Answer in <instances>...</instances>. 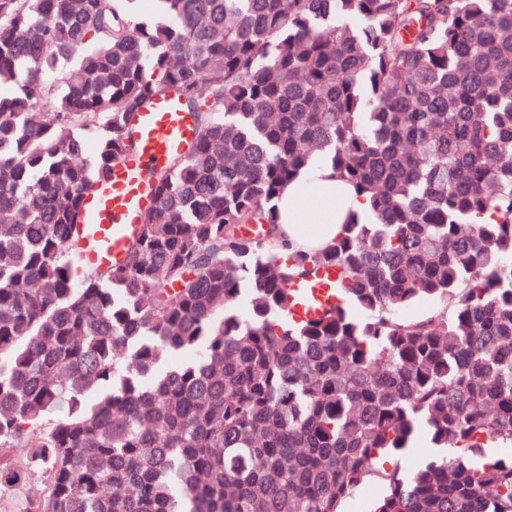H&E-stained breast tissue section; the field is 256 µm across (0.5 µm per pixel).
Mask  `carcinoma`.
Returning a JSON list of instances; mask_svg holds the SVG:
<instances>
[{
    "instance_id": "carcinoma-1",
    "label": "carcinoma",
    "mask_w": 512,
    "mask_h": 512,
    "mask_svg": "<svg viewBox=\"0 0 512 512\" xmlns=\"http://www.w3.org/2000/svg\"><path fill=\"white\" fill-rule=\"evenodd\" d=\"M135 2L0 0V499L512 512V0ZM170 92L197 135L127 260L85 268L83 194ZM317 157L371 218L288 254ZM331 266L341 301L289 318ZM423 430L446 454L408 472Z\"/></svg>"
}]
</instances>
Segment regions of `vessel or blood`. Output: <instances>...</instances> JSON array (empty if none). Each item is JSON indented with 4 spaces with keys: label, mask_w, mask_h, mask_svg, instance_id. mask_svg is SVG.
<instances>
[{
    "label": "vessel or blood",
    "mask_w": 512,
    "mask_h": 512,
    "mask_svg": "<svg viewBox=\"0 0 512 512\" xmlns=\"http://www.w3.org/2000/svg\"><path fill=\"white\" fill-rule=\"evenodd\" d=\"M194 132L192 115L177 96L155 99L140 112L133 129L137 152L115 161L109 176L93 183L83 197L75 235L85 265L110 266L126 259L127 245L140 231V215L156 199L146 168L163 166ZM338 280L336 268L329 267L293 285L289 317L302 322L320 316L326 305L337 302Z\"/></svg>",
    "instance_id": "b4317fda"
}]
</instances>
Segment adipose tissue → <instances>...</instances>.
<instances>
[{
  "label": "adipose tissue",
  "mask_w": 512,
  "mask_h": 512,
  "mask_svg": "<svg viewBox=\"0 0 512 512\" xmlns=\"http://www.w3.org/2000/svg\"><path fill=\"white\" fill-rule=\"evenodd\" d=\"M368 217L365 203L330 162L300 170L282 192L280 239L289 252L327 247L342 233L351 215Z\"/></svg>",
  "instance_id": "1"
}]
</instances>
